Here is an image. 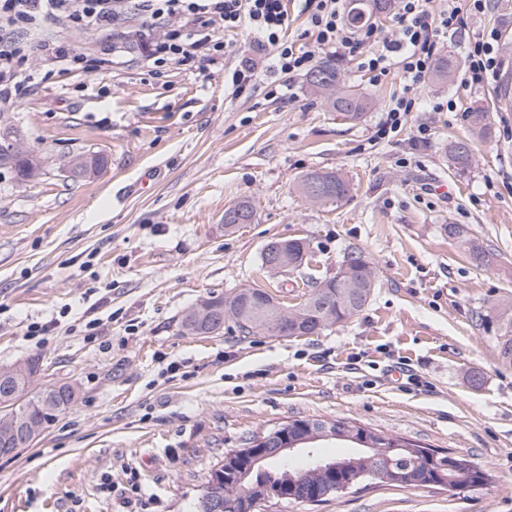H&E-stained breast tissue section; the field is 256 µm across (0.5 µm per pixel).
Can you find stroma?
<instances>
[{
    "label": "stroma",
    "mask_w": 512,
    "mask_h": 512,
    "mask_svg": "<svg viewBox=\"0 0 512 512\" xmlns=\"http://www.w3.org/2000/svg\"><path fill=\"white\" fill-rule=\"evenodd\" d=\"M141 24L130 16L106 34L44 23L36 40L89 56L111 46L112 67L48 69L32 51L24 67L44 79L4 116L52 162L23 183L0 173V367L40 358L38 386L71 383L77 401L0 456V512H195L225 453L293 419L353 421L447 449L491 482L460 492L377 484L271 512H512V368L479 319L512 298V111L498 98L512 79V0H490L445 42L457 70L429 81L426 104L386 139L375 132L398 75L375 85L339 57L347 86L373 101L356 120L302 76L290 97L236 99L224 73L248 50L246 33L226 34V56L158 74L136 40ZM493 28L497 76L466 86L464 46ZM447 99L455 111L434 110ZM476 106L493 134L460 171L448 143L469 135ZM82 147L107 163L74 182L60 164ZM327 169L349 179L350 197L320 205L297 193L299 177ZM244 198L253 223L225 230V209ZM448 224L468 227L497 265L477 268ZM276 237L308 240L299 270L262 267ZM353 249L375 267L372 294L320 335H248L230 319L210 336L180 326L196 303L243 286L294 306ZM35 323L50 329L31 335Z\"/></svg>",
    "instance_id": "stroma-1"
}]
</instances>
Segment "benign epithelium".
I'll return each mask as SVG.
<instances>
[{"instance_id":"1","label":"benign epithelium","mask_w":512,"mask_h":512,"mask_svg":"<svg viewBox=\"0 0 512 512\" xmlns=\"http://www.w3.org/2000/svg\"><path fill=\"white\" fill-rule=\"evenodd\" d=\"M293 240L274 238L263 247L265 267L273 274H286L291 268L289 252ZM38 368L31 362H21L0 368V383L10 389L20 382H34ZM327 439L350 441L357 445L349 457L326 459L314 455L313 444ZM379 449L364 435H356L350 425L343 422L326 424L312 433L305 422L296 419L288 421L267 435L250 440L242 448H237L224 457V481L240 488V493L230 501L232 512H258L276 499L289 498L300 503L314 505L320 500L346 492L364 481L375 478L387 484H408L415 477L394 470L390 465L375 467L372 462L378 458ZM307 456L308 468L327 475V481L312 486H300L293 475L283 485V492L275 493L257 487L250 481L255 467L270 459L285 460L294 456ZM474 471V464L466 459L448 456V466L426 475L432 477L433 484L447 489L449 481Z\"/></svg>"}]
</instances>
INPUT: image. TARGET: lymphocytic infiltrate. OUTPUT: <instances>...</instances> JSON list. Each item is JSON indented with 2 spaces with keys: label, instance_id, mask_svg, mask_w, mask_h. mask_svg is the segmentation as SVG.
Instances as JSON below:
<instances>
[{
  "label": "lymphocytic infiltrate",
  "instance_id": "lymphocytic-infiltrate-1",
  "mask_svg": "<svg viewBox=\"0 0 512 512\" xmlns=\"http://www.w3.org/2000/svg\"><path fill=\"white\" fill-rule=\"evenodd\" d=\"M301 2L306 32L315 38L310 47L285 37L288 0H0V111L11 109L21 91L35 84V74L24 71L22 63L29 49L27 35L43 20L92 32L111 29L135 14L165 28L162 35L147 30L141 36L148 60L158 69L224 55V32L251 36L265 63L260 66L245 57L228 70L224 84L236 98L258 92L284 97L286 79L310 72L326 50L355 61L375 84L399 72L403 87L379 124L377 134L383 137L399 132L409 114L418 111L444 39L464 27L468 16L488 8V0H467L463 6L444 0L436 9L429 0H396L398 27L383 36L371 25L351 26L347 0ZM38 49L44 60L69 70H96L112 62L107 48L92 59L59 42H43ZM465 58L466 84L488 83L501 63L497 31L469 42Z\"/></svg>",
  "mask_w": 512,
  "mask_h": 512
}]
</instances>
